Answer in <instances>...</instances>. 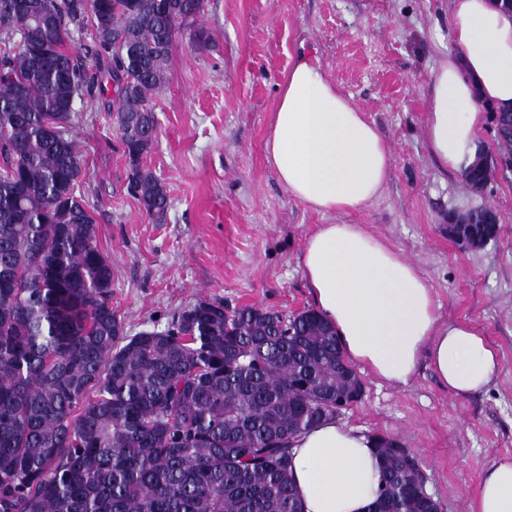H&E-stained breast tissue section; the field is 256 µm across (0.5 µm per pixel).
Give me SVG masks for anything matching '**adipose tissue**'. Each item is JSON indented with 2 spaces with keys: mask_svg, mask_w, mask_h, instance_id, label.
<instances>
[{
  "mask_svg": "<svg viewBox=\"0 0 512 512\" xmlns=\"http://www.w3.org/2000/svg\"><path fill=\"white\" fill-rule=\"evenodd\" d=\"M448 41L429 85L426 139L441 166L462 171L479 151L486 106L512 109V13L495 0H450ZM265 152L288 193L322 213L366 207L393 162L376 124L305 60L281 87ZM300 264L351 363L404 385L425 358L454 395L489 385L496 350L475 325L442 323L424 276L385 239L360 224H325ZM292 477L302 512H370L381 472L371 438L331 417L294 439ZM469 512H512V459L485 471Z\"/></svg>",
  "mask_w": 512,
  "mask_h": 512,
  "instance_id": "obj_1",
  "label": "adipose tissue"
}]
</instances>
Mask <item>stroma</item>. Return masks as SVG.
Masks as SVG:
<instances>
[{
  "label": "stroma",
  "instance_id": "stroma-1",
  "mask_svg": "<svg viewBox=\"0 0 512 512\" xmlns=\"http://www.w3.org/2000/svg\"><path fill=\"white\" fill-rule=\"evenodd\" d=\"M449 9L450 0H205L193 31L176 36L151 100L157 138L142 164L167 192L159 222L127 190L108 114L113 83L76 103L72 134L128 335L164 330L201 299L288 315L313 308L299 260L324 224L366 225L415 264L441 320L479 327L500 365L485 390L466 397L442 387L425 361L404 385L362 373V398L338 420L398 438L418 456L442 512H469L484 471L512 459V176L476 191L428 149V86L448 52ZM301 59L352 95L390 147L382 193L358 212L312 210L266 160L279 89ZM483 205L499 215L495 237L460 244L449 217Z\"/></svg>",
  "mask_w": 512,
  "mask_h": 512
}]
</instances>
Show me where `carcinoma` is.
<instances>
[{
	"label": "carcinoma",
	"instance_id": "obj_1",
	"mask_svg": "<svg viewBox=\"0 0 512 512\" xmlns=\"http://www.w3.org/2000/svg\"><path fill=\"white\" fill-rule=\"evenodd\" d=\"M0 0V512H301L290 439L360 397L336 332L202 299L164 332L125 334L112 260L76 194L72 102L95 83L67 48L91 20L116 82L128 190L157 221L167 193L141 164L150 101L204 0ZM374 512H438L397 439L375 436Z\"/></svg>",
	"mask_w": 512,
	"mask_h": 512
}]
</instances>
